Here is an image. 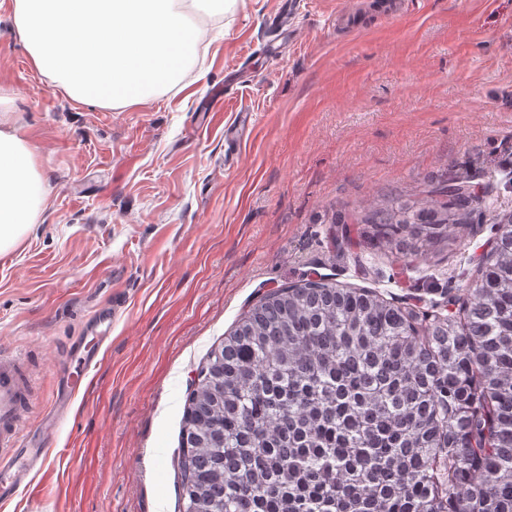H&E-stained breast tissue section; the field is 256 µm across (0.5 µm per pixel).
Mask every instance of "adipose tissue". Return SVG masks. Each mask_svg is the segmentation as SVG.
<instances>
[{
	"instance_id": "adipose-tissue-1",
	"label": "adipose tissue",
	"mask_w": 512,
	"mask_h": 512,
	"mask_svg": "<svg viewBox=\"0 0 512 512\" xmlns=\"http://www.w3.org/2000/svg\"><path fill=\"white\" fill-rule=\"evenodd\" d=\"M203 0H10L33 69L73 101L124 109L180 85L196 55L187 11ZM48 180L39 153L0 94V255L42 214Z\"/></svg>"
}]
</instances>
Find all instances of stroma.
Wrapping results in <instances>:
<instances>
[{
    "label": "stroma",
    "instance_id": "35a3bbf8",
    "mask_svg": "<svg viewBox=\"0 0 512 512\" xmlns=\"http://www.w3.org/2000/svg\"><path fill=\"white\" fill-rule=\"evenodd\" d=\"M278 2L195 15L212 40L190 78L127 109L53 88L0 8V89L51 186L38 224L0 255V348L21 352L33 381L27 429L71 342L100 307L116 311L46 440L42 512H180L186 394L266 292L322 276L441 312L512 212V0H421L394 21L390 0H298L287 36L268 25ZM451 176L481 203L426 255L333 221Z\"/></svg>",
    "mask_w": 512,
    "mask_h": 512
}]
</instances>
